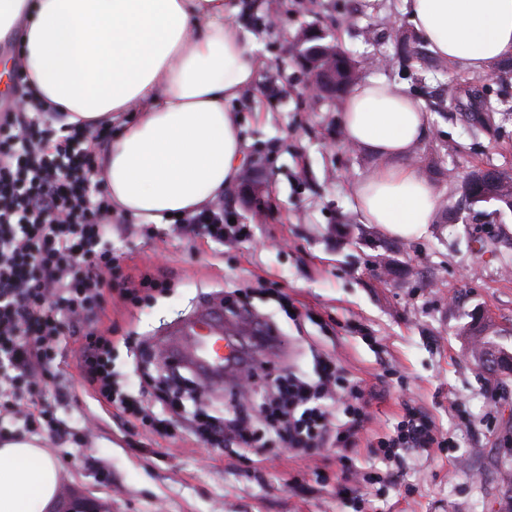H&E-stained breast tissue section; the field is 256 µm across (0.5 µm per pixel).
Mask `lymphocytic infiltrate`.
<instances>
[{
  "instance_id": "lymphocytic-infiltrate-1",
  "label": "lymphocytic infiltrate",
  "mask_w": 512,
  "mask_h": 512,
  "mask_svg": "<svg viewBox=\"0 0 512 512\" xmlns=\"http://www.w3.org/2000/svg\"><path fill=\"white\" fill-rule=\"evenodd\" d=\"M109 135L102 126L54 127L36 102L0 113V432L54 426L39 385L61 356L65 327L83 323L112 285V205L96 177L97 150ZM111 354L108 338L86 331L78 367L117 404ZM361 398L359 385L329 357L312 378L297 369L274 375L262 428L251 412L235 409L224 416V439L275 442L301 456L351 448L369 419ZM438 442L433 422L411 410L379 450L390 463L400 449Z\"/></svg>"
}]
</instances>
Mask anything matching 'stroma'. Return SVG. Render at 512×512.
<instances>
[{
    "instance_id": "stroma-1",
    "label": "stroma",
    "mask_w": 512,
    "mask_h": 512,
    "mask_svg": "<svg viewBox=\"0 0 512 512\" xmlns=\"http://www.w3.org/2000/svg\"><path fill=\"white\" fill-rule=\"evenodd\" d=\"M235 21L259 47L258 80L229 108L238 119L247 167L269 182L251 206L240 185L225 190V215L251 225L250 241L217 242L196 224L125 229L113 224L107 242L118 258L105 309L88 325L112 341V371L130 394L155 374L153 354L162 339L201 310L245 289L249 313L224 314L230 330L255 335L256 315L271 317L280 336L296 346L272 357L255 349L272 373L286 365L313 372L319 359L336 356L368 400L369 420L347 454L359 469L376 464L374 450L415 408L447 439L443 448H406L380 485L361 492L374 512H506L512 483V372L500 374L503 391L488 395L487 373L467 354L465 334L482 335L512 352V212L492 205L460 208L461 175L477 167L512 169V121L475 130L467 98L444 97L420 69L396 63L401 36L416 31L404 0H241ZM318 27L353 60L359 79L375 77L403 88L431 115V131L410 160L438 196L434 224L422 238L389 236L364 223L352 183L376 159L347 145L342 100L312 96L305 72L289 56L292 39ZM373 28L376 41L362 31ZM491 251L477 258L476 240ZM168 281L164 291L126 301L143 276ZM288 295L294 315L280 310ZM81 338H66V356L52 365L41 386L53 396L60 420L84 412L96 418L94 435L45 430L64 477L60 490L100 512H355L336 495V449L296 457L277 446L261 451L198 439L187 416L219 414L248 405L259 414L264 378L242 392L227 381L200 385L168 399L169 434L122 414L100 399L77 368Z\"/></svg>"
}]
</instances>
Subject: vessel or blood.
<instances>
[{
  "label": "vessel or blood",
  "mask_w": 512,
  "mask_h": 512,
  "mask_svg": "<svg viewBox=\"0 0 512 512\" xmlns=\"http://www.w3.org/2000/svg\"><path fill=\"white\" fill-rule=\"evenodd\" d=\"M168 358L192 366L197 372L215 381L235 376L244 361L241 349L232 345L222 326L216 324L210 312H201L176 336L163 344Z\"/></svg>",
  "instance_id": "obj_1"
}]
</instances>
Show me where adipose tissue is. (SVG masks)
I'll list each match as a JSON object with an SVG mask.
<instances>
[{"label": "adipose tissue", "instance_id": "ef3b65f1", "mask_svg": "<svg viewBox=\"0 0 512 512\" xmlns=\"http://www.w3.org/2000/svg\"><path fill=\"white\" fill-rule=\"evenodd\" d=\"M429 49L458 69L512 55V0H404ZM238 0H0L28 91L64 123L114 125L102 147L118 220L198 214L237 180L246 153L228 104L258 79L257 44L233 20ZM431 117L407 92L368 79L347 93L346 141L377 168L351 193L388 235L427 234L438 198L407 163ZM60 467L36 441H0V512H56Z\"/></svg>", "mask_w": 512, "mask_h": 512}]
</instances>
